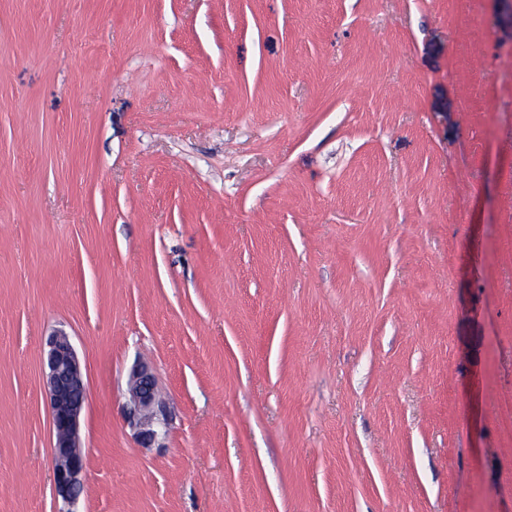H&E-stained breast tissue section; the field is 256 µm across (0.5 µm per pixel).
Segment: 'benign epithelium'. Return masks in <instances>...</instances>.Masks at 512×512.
Wrapping results in <instances>:
<instances>
[{"label": "benign epithelium", "instance_id": "obj_1", "mask_svg": "<svg viewBox=\"0 0 512 512\" xmlns=\"http://www.w3.org/2000/svg\"><path fill=\"white\" fill-rule=\"evenodd\" d=\"M45 394L54 440L52 445V484L57 499L65 505L79 497L85 460L79 445L80 422L86 400H74L77 392L86 393L80 360L70 337L54 331L47 342ZM127 410L130 426L144 445H162L168 434V411L158 396L151 368L136 364L127 383Z\"/></svg>", "mask_w": 512, "mask_h": 512}]
</instances>
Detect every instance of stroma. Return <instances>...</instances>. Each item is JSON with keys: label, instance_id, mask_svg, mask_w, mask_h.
Masks as SVG:
<instances>
[{"label": "stroma", "instance_id": "35a3bbf8", "mask_svg": "<svg viewBox=\"0 0 512 512\" xmlns=\"http://www.w3.org/2000/svg\"><path fill=\"white\" fill-rule=\"evenodd\" d=\"M56 329L72 512H512V0H0V512ZM47 345L45 394L54 432L52 484L57 500L69 505L76 501L83 487L85 460L79 445V429L86 404V386L70 337L56 330ZM76 392L83 395L80 402L73 398ZM127 410L130 426L140 442L162 445L168 434L167 406L158 396L151 368L144 363L136 364L129 373Z\"/></svg>", "mask_w": 512, "mask_h": 512}]
</instances>
